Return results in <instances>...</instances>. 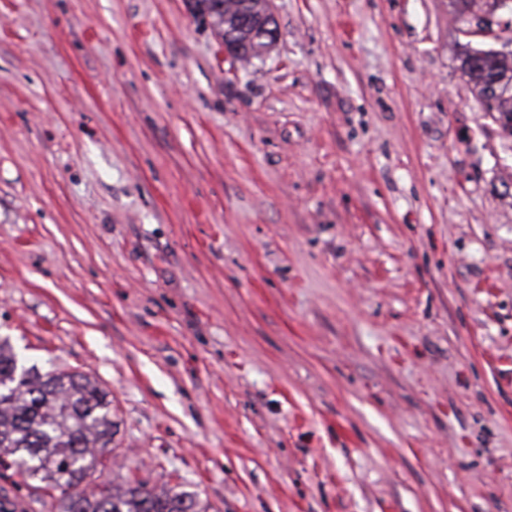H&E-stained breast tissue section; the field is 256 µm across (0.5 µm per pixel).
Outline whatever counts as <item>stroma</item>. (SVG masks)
<instances>
[{"label": "stroma", "instance_id": "35a3bbf8", "mask_svg": "<svg viewBox=\"0 0 512 512\" xmlns=\"http://www.w3.org/2000/svg\"><path fill=\"white\" fill-rule=\"evenodd\" d=\"M0 0V336L112 399L92 484L512 512V137L448 0ZM193 14L203 21L209 20L218 37L238 44L242 52L235 58L249 62L261 57L276 41L278 25L274 21L276 36L268 38L265 26L270 24L269 0H190Z\"/></svg>", "mask_w": 512, "mask_h": 512}]
</instances>
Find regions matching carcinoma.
Wrapping results in <instances>:
<instances>
[{"label": "carcinoma", "mask_w": 512, "mask_h": 512, "mask_svg": "<svg viewBox=\"0 0 512 512\" xmlns=\"http://www.w3.org/2000/svg\"><path fill=\"white\" fill-rule=\"evenodd\" d=\"M500 0H450L462 23L480 16L499 18ZM193 14L209 21L221 39L238 44L237 59L261 57L276 41L265 36L269 0H190ZM460 69L480 104L512 136V50L462 45ZM112 400L98 382L81 372H41L21 363L9 338L0 337V460L16 487L38 483L50 512H209L185 490L148 488L138 481L82 487L110 452L114 437ZM20 477L16 481L13 476ZM0 512H25L17 496L0 488Z\"/></svg>", "instance_id": "cac0c4a2"}]
</instances>
